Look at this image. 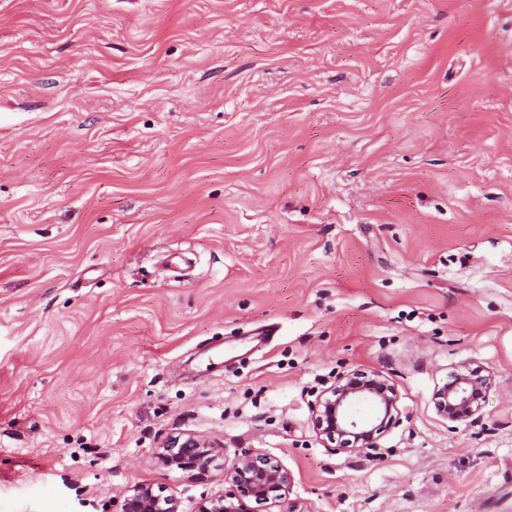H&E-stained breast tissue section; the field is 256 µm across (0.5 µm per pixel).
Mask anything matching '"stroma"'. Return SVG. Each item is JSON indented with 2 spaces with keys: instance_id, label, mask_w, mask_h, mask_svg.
<instances>
[{
  "instance_id": "35a3bbf8",
  "label": "stroma",
  "mask_w": 512,
  "mask_h": 512,
  "mask_svg": "<svg viewBox=\"0 0 512 512\" xmlns=\"http://www.w3.org/2000/svg\"><path fill=\"white\" fill-rule=\"evenodd\" d=\"M250 449L311 512H512V0H0V512H196ZM462 368L465 372L455 374L437 393L438 414L452 422L478 419L484 392L490 385V377L482 375L480 370ZM397 402L394 383L380 372H342L313 404V426L329 440L341 438L337 452L367 454L376 448L375 434L397 420ZM361 405L369 408L368 414L356 413ZM163 449L165 465L175 466L190 477H203L215 457L222 454L223 446L207 437L185 433L170 438ZM174 498L162 497L149 485H141L124 499L121 512H176Z\"/></svg>"
}]
</instances>
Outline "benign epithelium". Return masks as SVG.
I'll list each match as a JSON object with an SVG mask.
<instances>
[{"label":"benign epithelium","instance_id":"7a95c632","mask_svg":"<svg viewBox=\"0 0 512 512\" xmlns=\"http://www.w3.org/2000/svg\"><path fill=\"white\" fill-rule=\"evenodd\" d=\"M490 377L467 368L453 376L437 393L436 409L452 421L476 420ZM398 394L394 383L378 371L354 370L336 376L334 385L323 391L312 406L315 431L334 441L341 438L338 452L365 453L376 448L375 434L397 420ZM162 461L191 477H203L223 446L207 437L185 433L169 439ZM224 480L234 490L206 499L197 512H257L249 505L269 502L281 512H309L303 503L288 498L291 473L279 461L263 453L248 451L224 471ZM121 512H176L174 498L162 497L148 485L126 496Z\"/></svg>","mask_w":512,"mask_h":512}]
</instances>
